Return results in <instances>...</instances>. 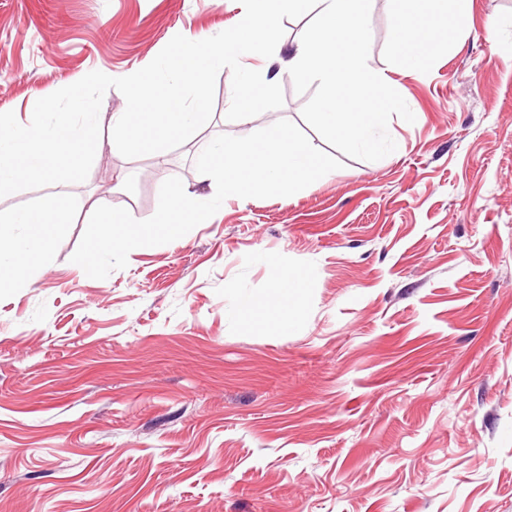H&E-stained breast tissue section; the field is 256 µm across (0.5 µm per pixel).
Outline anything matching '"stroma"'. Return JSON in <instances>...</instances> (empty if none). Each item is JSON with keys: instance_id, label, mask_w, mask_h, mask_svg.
I'll return each mask as SVG.
<instances>
[{"instance_id": "35a3bbf8", "label": "stroma", "mask_w": 512, "mask_h": 512, "mask_svg": "<svg viewBox=\"0 0 512 512\" xmlns=\"http://www.w3.org/2000/svg\"><path fill=\"white\" fill-rule=\"evenodd\" d=\"M239 0H0V112L98 70L121 77L176 34L214 36ZM403 16L420 72L393 53ZM308 17L284 20L280 109L227 120L220 71L202 132L124 158L109 89L87 179L0 197L58 204L49 261L0 286V512H512V0L439 13L372 0L368 63L414 123L289 197L217 217L92 279L71 257L94 209L151 217L163 181L205 195L209 139L281 119ZM298 287L276 304L275 279Z\"/></svg>"}]
</instances>
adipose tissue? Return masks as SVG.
<instances>
[{"label":"adipose tissue","instance_id":"1","mask_svg":"<svg viewBox=\"0 0 512 512\" xmlns=\"http://www.w3.org/2000/svg\"><path fill=\"white\" fill-rule=\"evenodd\" d=\"M60 224L58 209L51 207L0 214V281L22 284L30 269L45 264Z\"/></svg>","mask_w":512,"mask_h":512}]
</instances>
